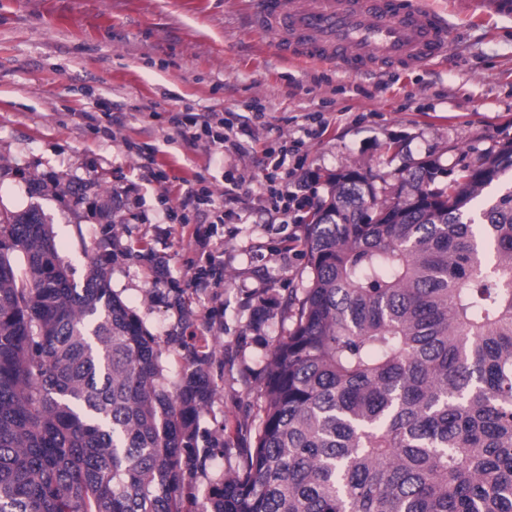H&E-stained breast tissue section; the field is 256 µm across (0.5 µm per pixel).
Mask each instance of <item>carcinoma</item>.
<instances>
[{
  "label": "carcinoma",
  "instance_id": "carcinoma-1",
  "mask_svg": "<svg viewBox=\"0 0 512 512\" xmlns=\"http://www.w3.org/2000/svg\"><path fill=\"white\" fill-rule=\"evenodd\" d=\"M508 171L512 142L441 190L331 178L255 448L201 501L206 360L167 381L109 255L79 286L38 209L0 212V512H512Z\"/></svg>",
  "mask_w": 512,
  "mask_h": 512
}]
</instances>
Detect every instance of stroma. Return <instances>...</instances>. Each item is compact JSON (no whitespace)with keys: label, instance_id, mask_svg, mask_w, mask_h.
I'll use <instances>...</instances> for the list:
<instances>
[{"label":"stroma","instance_id":"1","mask_svg":"<svg viewBox=\"0 0 512 512\" xmlns=\"http://www.w3.org/2000/svg\"><path fill=\"white\" fill-rule=\"evenodd\" d=\"M455 24L445 60L415 71L352 75L288 63L251 30L249 0H0V209L36 207L75 283L112 255L111 288L157 338L168 380L188 352L207 360L212 397L198 420L209 457L204 494L253 450L267 364L295 324L311 280L306 226L259 209L267 173L249 135L242 152L188 145L171 113L217 111L235 124L266 111L265 137L304 140L297 172L312 202L331 174L370 172L388 197L423 162L446 188L478 156L512 142V0H423ZM326 130L308 135L306 116ZM238 167L208 248L219 285L196 287L195 224L168 217L196 176Z\"/></svg>","mask_w":512,"mask_h":512}]
</instances>
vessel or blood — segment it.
<instances>
[{
    "label": "vessel or blood",
    "instance_id": "vessel-or-blood-1",
    "mask_svg": "<svg viewBox=\"0 0 512 512\" xmlns=\"http://www.w3.org/2000/svg\"><path fill=\"white\" fill-rule=\"evenodd\" d=\"M251 23L283 60L356 75L425 68L446 58L451 38L444 14L415 0H252Z\"/></svg>",
    "mask_w": 512,
    "mask_h": 512
}]
</instances>
